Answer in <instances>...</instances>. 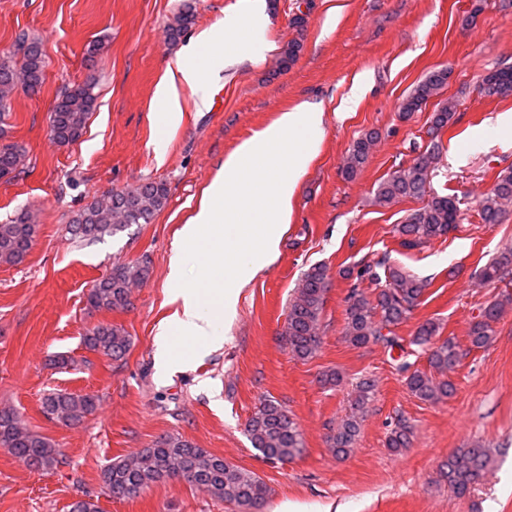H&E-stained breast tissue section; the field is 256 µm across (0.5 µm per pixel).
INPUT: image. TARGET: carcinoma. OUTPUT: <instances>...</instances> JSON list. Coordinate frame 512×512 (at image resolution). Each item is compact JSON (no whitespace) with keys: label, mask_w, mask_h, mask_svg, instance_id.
Returning a JSON list of instances; mask_svg holds the SVG:
<instances>
[{"label":"carcinoma","mask_w":512,"mask_h":512,"mask_svg":"<svg viewBox=\"0 0 512 512\" xmlns=\"http://www.w3.org/2000/svg\"><path fill=\"white\" fill-rule=\"evenodd\" d=\"M195 20V7L190 0L183 5L176 24L168 30V39L177 41ZM22 62L0 59V124L10 112L11 95L21 85L31 95L37 94L45 81V61L39 45L22 33L17 37ZM450 71H432L418 82L402 102L400 110L406 117L422 110L439 96L448 82ZM95 84L87 81L75 85L56 99L49 118L50 134L60 144L78 140L86 128L94 108ZM481 91L489 97L512 95V69H495L481 79ZM456 102L448 99L436 103L430 118L427 135L430 143L412 164L394 171L381 181L375 200L381 206L403 199L426 196L429 176L439 153L441 137L452 122ZM379 137L376 131L365 133L352 146L342 169L343 176L353 179L369 160ZM22 147L0 145V179L17 177L22 170ZM168 201V188L162 182L144 180L137 185L95 195L90 202L74 213L68 233L75 241L114 236L134 224H150ZM512 204V170L497 176L492 189L479 202V215L486 224L500 223L505 208ZM460 221V210L454 198L432 194L426 203L397 226L401 245L413 248L448 235ZM37 225L28 211L17 213L10 221L0 224V263L19 265L32 249ZM149 276V266L140 261L115 265L106 277L96 281L88 291L87 304L95 310L113 311L127 307L130 289ZM358 277L372 281L385 280V286L367 296L353 287L347 296L345 339L355 347L380 343L386 347L400 346L394 327L407 320L427 288V282L401 267L390 264L388 258L378 260L360 270ZM484 283L512 279V248L502 251L479 271ZM329 287L327 270L322 265L310 267L302 276L295 296L288 305V317L281 336L288 352L300 360L313 358L320 346L318 333L325 295ZM512 297L504 295L489 304L473 322L468 332L474 348L488 346L495 334L494 325L502 317ZM439 325L427 320L418 326L412 343L429 347L430 367L442 375L410 370L406 362L398 369L406 374L405 384L415 397L438 403L450 398L455 386L446 374L460 362V345L451 337L439 343ZM83 343L91 352L114 361L125 358L131 347L130 336L114 324L100 323L89 329ZM375 392L374 381L362 379L351 410L333 429L328 438L329 450L337 458L347 457L360 435L364 410ZM43 413L66 426L78 425L98 408L94 394L53 391L41 401ZM248 437L253 448L271 462H286L300 455L304 448L302 432L288 410L275 400H263L247 423ZM412 427L404 421L391 430L387 446L399 453L410 444ZM0 447L35 470L47 471L59 464V451L46 437L23 425L13 410H0ZM491 462L489 450L475 445L459 448L448 455L440 467V475L458 499L470 496L483 479ZM194 476L190 484L235 504L241 512H259L268 496L266 483L255 472L232 465L224 458L199 448L179 435H168L150 448H143L127 457L113 459L102 472L107 493L113 498L134 497L152 484L168 478Z\"/></svg>","instance_id":"obj_1"}]
</instances>
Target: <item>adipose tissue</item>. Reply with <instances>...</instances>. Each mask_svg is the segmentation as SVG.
Returning <instances> with one entry per match:
<instances>
[{
    "mask_svg": "<svg viewBox=\"0 0 512 512\" xmlns=\"http://www.w3.org/2000/svg\"><path fill=\"white\" fill-rule=\"evenodd\" d=\"M267 20L266 0H248L246 14L226 15L223 29L199 34L168 64L156 89L165 124L174 125L180 120L182 89L205 92L212 75L224 60L261 51L262 46L255 35L265 27Z\"/></svg>",
    "mask_w": 512,
    "mask_h": 512,
    "instance_id": "ef3b65f1",
    "label": "adipose tissue"
}]
</instances>
